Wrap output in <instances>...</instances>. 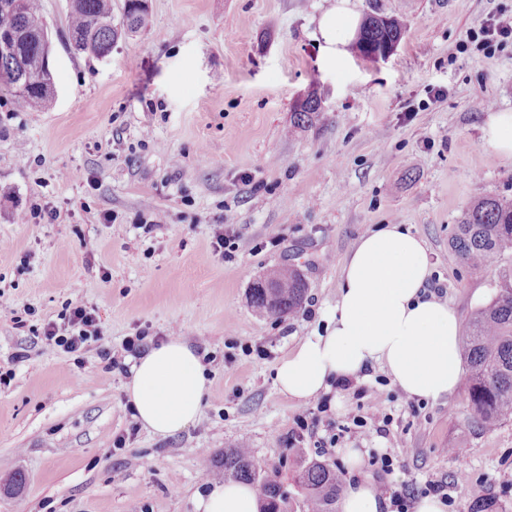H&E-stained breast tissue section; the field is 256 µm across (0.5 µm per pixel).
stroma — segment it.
Segmentation results:
<instances>
[{"label": "stroma", "instance_id": "35a3bbf8", "mask_svg": "<svg viewBox=\"0 0 512 512\" xmlns=\"http://www.w3.org/2000/svg\"><path fill=\"white\" fill-rule=\"evenodd\" d=\"M335 3L148 0L147 25L99 60L68 45L70 0H42L54 94L31 106L0 91V370L14 373L0 385V512H196L205 469L243 440L294 512H305L299 458L342 470L350 448L393 457L392 473L363 467L382 496L442 483L447 512L482 501L512 512V421L485 430L465 387L422 401L379 366L306 403L274 385L278 361L323 332L340 264L368 228L403 224L422 238L429 283L464 322L512 268L508 256L476 271L448 247L475 198L512 197V159L483 139L490 113L512 112V46L489 58L462 48L512 0H350L405 32L384 59L347 45L337 69L313 36ZM312 91L321 113L298 126L294 107ZM34 205L55 219L21 223ZM219 231L231 258L213 249ZM273 267L307 285L295 314L250 305ZM76 303L103 332L78 365L41 335ZM174 324L188 342L205 338L210 391L193 424L161 438L129 412L123 343ZM371 400L390 414V437L352 429ZM17 474L20 492L6 493Z\"/></svg>", "mask_w": 512, "mask_h": 512}]
</instances>
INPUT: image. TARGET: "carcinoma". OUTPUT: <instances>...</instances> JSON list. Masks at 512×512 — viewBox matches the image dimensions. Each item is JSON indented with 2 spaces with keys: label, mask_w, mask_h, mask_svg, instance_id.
<instances>
[{
  "label": "carcinoma",
  "mask_w": 512,
  "mask_h": 512,
  "mask_svg": "<svg viewBox=\"0 0 512 512\" xmlns=\"http://www.w3.org/2000/svg\"><path fill=\"white\" fill-rule=\"evenodd\" d=\"M146 0H125L122 21L112 22V0H70L68 40L77 53L108 55L118 38L142 28L147 20ZM404 24L396 19L369 16L360 27L356 49L366 58L393 50ZM0 34L15 39L14 49L0 53V75L21 69L35 70L50 37L39 0H0ZM53 85L28 82L15 97L28 104L49 100ZM321 112V98L311 94L294 109V123L303 127ZM449 247L464 265L480 270L512 255V198L485 195L475 199L461 215ZM306 284L294 269H273L250 290L258 312L283 316L298 312ZM463 354L467 366V394L473 417L488 430L512 420V271L492 299L472 315L466 327ZM224 479L259 482L260 512H291L288 494L277 481L263 474V466L247 448L224 450ZM296 480L307 512H336L342 483L336 468L312 460L300 463Z\"/></svg>",
  "instance_id": "obj_1"
}]
</instances>
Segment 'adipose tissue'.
Here are the masks:
<instances>
[{
    "instance_id": "1",
    "label": "adipose tissue",
    "mask_w": 512,
    "mask_h": 512,
    "mask_svg": "<svg viewBox=\"0 0 512 512\" xmlns=\"http://www.w3.org/2000/svg\"><path fill=\"white\" fill-rule=\"evenodd\" d=\"M358 15L337 0L318 20L315 38L329 64L342 62ZM430 258L425 242L402 224H379L364 233L341 263L336 306L326 332L308 336L276 366L274 384L285 397L308 402L338 378L381 365L411 396L451 397L460 379L461 321L428 289ZM126 387L143 427L175 435L199 416L210 381L195 349L173 336L141 355ZM355 474L342 512H387L388 499L361 474L360 450L348 451ZM198 512H258L257 489L245 482H214L196 500Z\"/></svg>"
}]
</instances>
